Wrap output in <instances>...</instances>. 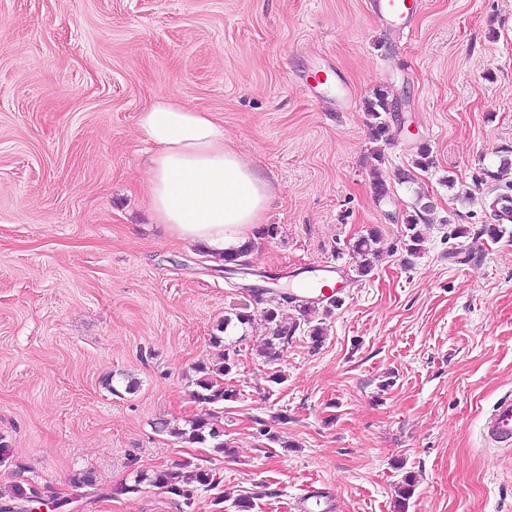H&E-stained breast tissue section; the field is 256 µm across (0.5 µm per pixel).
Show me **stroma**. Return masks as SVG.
<instances>
[{"label":"stroma","mask_w":512,"mask_h":512,"mask_svg":"<svg viewBox=\"0 0 512 512\" xmlns=\"http://www.w3.org/2000/svg\"><path fill=\"white\" fill-rule=\"evenodd\" d=\"M328 65L350 104L308 94L306 73ZM381 89L406 104L379 145L365 103ZM163 95L212 112L272 189L262 222L278 234L249 275L225 277L148 210L137 119ZM422 143L432 168L377 198L373 168H411ZM506 161L512 0H417L408 31L372 0H0V502L23 476L50 501L86 470L107 492L190 461L222 479L195 512H238L246 494L252 512H295L311 485L334 512H394L408 475L407 512H512V448L480 435L512 393V223L482 234L492 199L512 194ZM420 193L433 209L408 266L403 217ZM371 227L382 254L359 276L352 245ZM327 260L352 279L317 306L319 349L299 333L269 365L262 329L236 344L232 455L158 432L199 414L190 369L215 359L225 312L260 311L259 275L278 291ZM80 512L177 510L146 485Z\"/></svg>","instance_id":"1"}]
</instances>
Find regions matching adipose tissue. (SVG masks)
I'll return each instance as SVG.
<instances>
[{"label": "adipose tissue", "instance_id": "obj_1", "mask_svg": "<svg viewBox=\"0 0 512 512\" xmlns=\"http://www.w3.org/2000/svg\"><path fill=\"white\" fill-rule=\"evenodd\" d=\"M137 134L153 148L149 209L176 238L220 255L255 235L269 189L225 148L224 128L212 113L162 97L140 112Z\"/></svg>", "mask_w": 512, "mask_h": 512}]
</instances>
